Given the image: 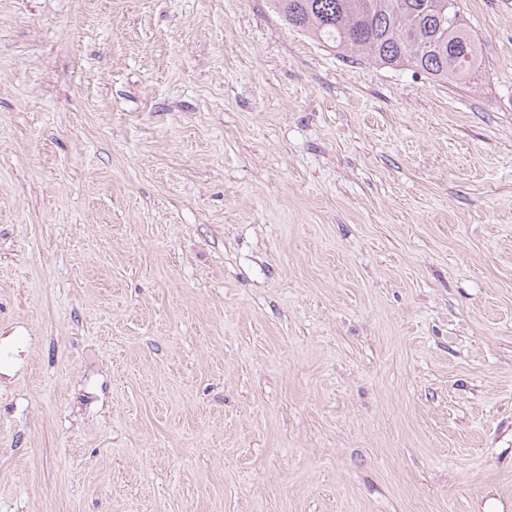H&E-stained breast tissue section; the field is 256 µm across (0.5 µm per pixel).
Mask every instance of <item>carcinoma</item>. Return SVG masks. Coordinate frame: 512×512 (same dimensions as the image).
Masks as SVG:
<instances>
[{
	"label": "carcinoma",
	"mask_w": 512,
	"mask_h": 512,
	"mask_svg": "<svg viewBox=\"0 0 512 512\" xmlns=\"http://www.w3.org/2000/svg\"><path fill=\"white\" fill-rule=\"evenodd\" d=\"M288 25L324 47L388 68L412 67L434 81L475 83L480 40L461 0H271Z\"/></svg>",
	"instance_id": "carcinoma-1"
}]
</instances>
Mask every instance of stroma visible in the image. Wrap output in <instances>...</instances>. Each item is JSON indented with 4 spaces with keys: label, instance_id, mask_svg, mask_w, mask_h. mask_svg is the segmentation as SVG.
I'll return each mask as SVG.
<instances>
[{
    "label": "stroma",
    "instance_id": "35a3bbf8",
    "mask_svg": "<svg viewBox=\"0 0 512 512\" xmlns=\"http://www.w3.org/2000/svg\"><path fill=\"white\" fill-rule=\"evenodd\" d=\"M476 90L268 0H0V512H512V0Z\"/></svg>",
    "mask_w": 512,
    "mask_h": 512
}]
</instances>
